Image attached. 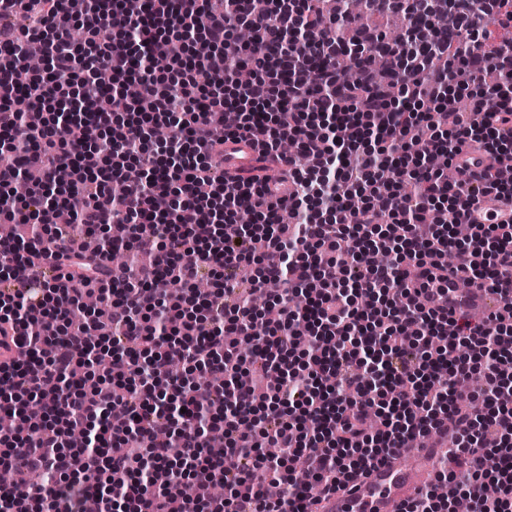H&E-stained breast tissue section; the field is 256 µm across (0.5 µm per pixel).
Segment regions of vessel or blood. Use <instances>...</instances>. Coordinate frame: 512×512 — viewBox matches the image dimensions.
<instances>
[{
    "label": "vessel or blood",
    "instance_id": "1",
    "mask_svg": "<svg viewBox=\"0 0 512 512\" xmlns=\"http://www.w3.org/2000/svg\"><path fill=\"white\" fill-rule=\"evenodd\" d=\"M253 164L254 149L249 140L241 137L225 140V168L244 172ZM481 215L496 223L510 220L512 202L484 199ZM487 309L488 296L484 289L474 286L465 291L449 287V314L483 313ZM401 457V452H393L385 462L349 482L325 501L323 512H396L397 506L409 501L417 491L412 475L400 463Z\"/></svg>",
    "mask_w": 512,
    "mask_h": 512
}]
</instances>
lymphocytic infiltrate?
I'll use <instances>...</instances> for the list:
<instances>
[{
	"label": "lymphocytic infiltrate",
	"instance_id": "obj_1",
	"mask_svg": "<svg viewBox=\"0 0 512 512\" xmlns=\"http://www.w3.org/2000/svg\"><path fill=\"white\" fill-rule=\"evenodd\" d=\"M87 2L78 13L74 0H0V19L28 18L0 29V151L12 156L0 215L27 228L0 241V281L19 285L0 291V337L19 354L0 364V416L27 422L0 427V466L41 476V512L60 498L82 512L88 493L100 512H320L336 487L450 421L455 448L402 512H454L461 498L470 512H512V222L469 215L477 196L511 199L512 184L461 162L512 151V42L484 45L490 24L512 27L507 0H368L401 26L385 45L345 0ZM443 15L449 41L435 37ZM240 27L254 31L251 47L235 41ZM185 31L187 58L156 67ZM33 41L46 69L21 84ZM69 87L81 112L50 113ZM157 123L172 135L154 146ZM219 125L250 138L259 160L287 162V176L225 171ZM289 139L301 157L283 152ZM435 154L461 179L432 169ZM30 169L42 179L18 193ZM286 210L297 223H280ZM466 223L470 238L457 240ZM74 224L101 232L94 256L74 250ZM138 251L152 264L113 274V253ZM58 261L67 284L44 285L35 269ZM204 267L278 283V321L244 299L227 307L229 285L196 293ZM452 274L496 294L500 310L449 321L440 301ZM161 277L177 291L154 288ZM92 284L97 308L73 321ZM174 359L185 377H170ZM92 361L103 368L89 399ZM257 361L262 387L240 380ZM475 373L486 385L461 409L453 384ZM18 392L36 410L20 412ZM75 431L83 447L71 446ZM212 431L223 454L206 448ZM239 458L255 459L250 473L226 468Z\"/></svg>",
	"mask_w": 512,
	"mask_h": 512
}]
</instances>
